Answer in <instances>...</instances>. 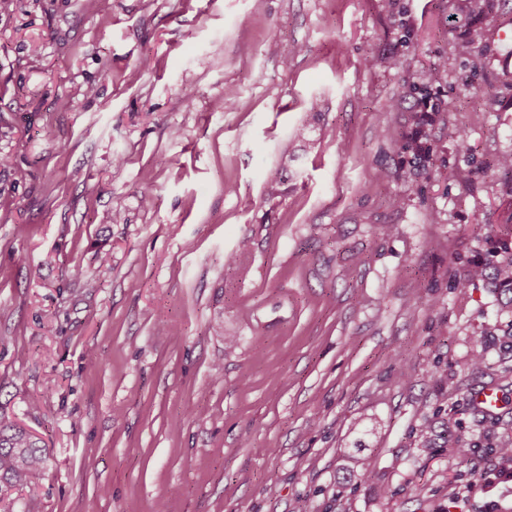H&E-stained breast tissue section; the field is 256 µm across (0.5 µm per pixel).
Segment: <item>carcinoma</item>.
I'll return each mask as SVG.
<instances>
[{"label":"carcinoma","mask_w":512,"mask_h":512,"mask_svg":"<svg viewBox=\"0 0 512 512\" xmlns=\"http://www.w3.org/2000/svg\"><path fill=\"white\" fill-rule=\"evenodd\" d=\"M495 0H457L455 15H491ZM475 282H486L493 288L512 292V230L492 241V259L481 269L472 268V262L464 264V273L454 279L453 288L464 294ZM448 434L432 423L420 431L421 447L434 448L436 441ZM47 456L45 449L33 434L0 416V491L32 487L45 477Z\"/></svg>","instance_id":"cac0c4a2"}]
</instances>
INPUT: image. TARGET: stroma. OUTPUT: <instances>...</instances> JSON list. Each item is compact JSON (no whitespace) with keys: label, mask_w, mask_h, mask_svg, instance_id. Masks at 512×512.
<instances>
[{"label":"stroma","mask_w":512,"mask_h":512,"mask_svg":"<svg viewBox=\"0 0 512 512\" xmlns=\"http://www.w3.org/2000/svg\"><path fill=\"white\" fill-rule=\"evenodd\" d=\"M453 4L0 11V416L48 452L0 507L447 512L465 496L512 512V495L469 489L512 433V299L452 288L512 223L495 165L512 154V65L491 42L455 46L512 22V0L477 21H450ZM423 86L440 109L418 167ZM478 341L482 367L464 368ZM488 387L490 418L472 403ZM429 420L447 447L416 446Z\"/></svg>","instance_id":"1"}]
</instances>
